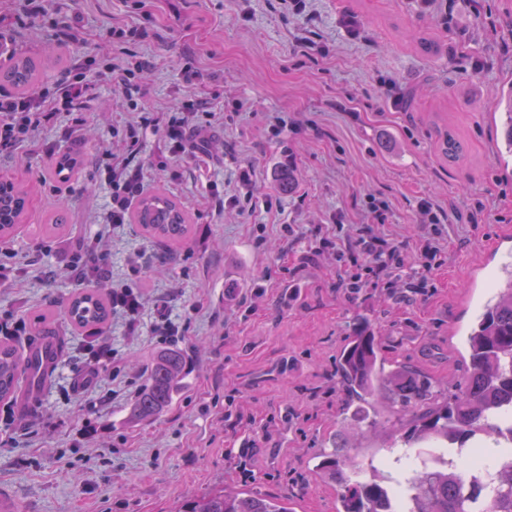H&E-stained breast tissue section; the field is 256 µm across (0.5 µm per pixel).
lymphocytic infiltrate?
I'll return each instance as SVG.
<instances>
[{
	"instance_id": "lymphocytic-infiltrate-1",
	"label": "lymphocytic infiltrate",
	"mask_w": 512,
	"mask_h": 512,
	"mask_svg": "<svg viewBox=\"0 0 512 512\" xmlns=\"http://www.w3.org/2000/svg\"><path fill=\"white\" fill-rule=\"evenodd\" d=\"M93 89L92 80L85 74L66 70L57 83L54 98H47L39 90L17 97L7 91L0 92V157L12 158L29 143L40 128L57 122L61 113L82 108ZM212 112L200 106L185 105L183 111L172 113L163 135L172 155L194 159V146L190 141L193 128L211 120ZM149 117L141 115L124 126L120 133L126 145V155L112 163V210L109 221L126 223L129 210L145 188L142 167L132 160L140 151L141 134L149 127ZM421 221L427 227L415 251L377 231L384 224V209L372 211V221L358 225L350 235L337 230H325L318 246L310 251L311 258L332 255L346 259L349 267L337 285L348 297H356L365 288H383L397 299H406L408 293L420 292L426 287L433 269L441 264L444 223L433 203L424 200L418 206Z\"/></svg>"
}]
</instances>
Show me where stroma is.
Listing matches in <instances>:
<instances>
[{"label":"stroma","instance_id":"stroma-1","mask_svg":"<svg viewBox=\"0 0 512 512\" xmlns=\"http://www.w3.org/2000/svg\"><path fill=\"white\" fill-rule=\"evenodd\" d=\"M17 6L0 0V36L15 53L61 59L40 88L53 90L76 61L100 80L71 137L48 128L21 158L0 159V178L22 182L30 199L25 224L0 250L13 277L0 286V318L52 311L45 333L67 344L28 413L0 410L12 436L0 444V487L18 512H175L188 497L243 483L270 498L293 495L295 512H336L337 487L313 467L332 448L336 360L355 316L373 322L389 362L452 391L465 380L466 335L501 275L491 243L512 230V178L490 116L512 81V0H437L430 13L417 0H306L300 15L278 0H54L57 17L21 23ZM347 15L360 37L342 25ZM62 22L79 27L78 40L62 37ZM112 28L148 33L135 51L149 69L135 87L112 81ZM422 36L434 54L419 48ZM190 100L216 115L194 135L203 154L179 160L159 132L140 153L147 192L166 191L191 217V240L173 253L136 224H109V169L124 152L112 132L136 111L163 120ZM274 113L287 123L277 136L267 126ZM440 126L461 141V161L439 155ZM49 146L78 156L73 177H50ZM288 164L298 181L282 195L273 174ZM248 166L246 186L239 173ZM217 192L273 207L220 210ZM423 200L446 222L432 292L399 303L374 288L351 300L336 288L343 262H304L318 227L352 232L370 223L374 201L388 206L381 233L415 245ZM54 214L65 231L45 235ZM285 224L298 232L294 243L281 235ZM97 235L109 263L83 284H128L144 297L137 324L109 316L107 365L91 362V338L64 315L83 285L70 258ZM288 288L295 296L280 305ZM164 314L178 335L154 333ZM174 346L189 354L185 392L156 421L132 423L149 358Z\"/></svg>","mask_w":512,"mask_h":512}]
</instances>
